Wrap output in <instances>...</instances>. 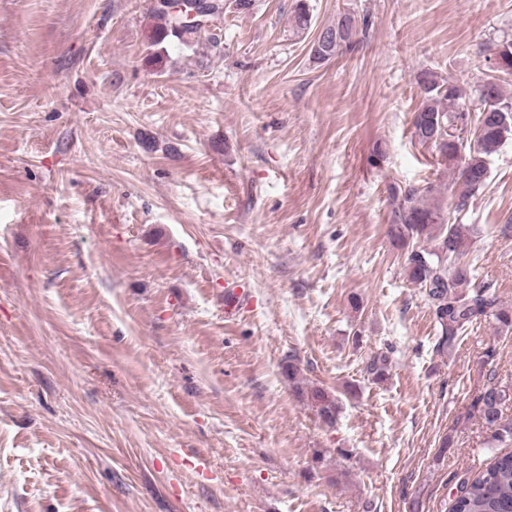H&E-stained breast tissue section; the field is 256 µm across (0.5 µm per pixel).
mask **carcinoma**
Wrapping results in <instances>:
<instances>
[{"label": "carcinoma", "mask_w": 512, "mask_h": 512, "mask_svg": "<svg viewBox=\"0 0 512 512\" xmlns=\"http://www.w3.org/2000/svg\"><path fill=\"white\" fill-rule=\"evenodd\" d=\"M152 45L162 46L188 35L205 33L223 18L219 7L207 15V25H185L183 12L155 8ZM313 19L304 2L297 4L293 24L296 30L311 28ZM352 18L344 16L334 25L322 28L313 43L311 57L324 63L339 54L340 39L349 42L353 35ZM423 100L414 113L413 135L422 145L438 149L448 165L451 205H443L432 185L395 186L391 190L393 237L410 248L406 267L411 284L419 288L434 307L441 337L438 347L453 345L465 327L482 317H493L503 328L512 327V309L498 302L489 287L472 286L470 265L461 261L469 247L473 229L469 224L451 220V213L465 210L482 190L489 177V159L504 142L512 139V98L503 91L501 79L488 78L479 90L486 118L474 144L456 152L453 143L461 140L465 119L470 114L468 92L451 78H442L428 71L421 75ZM428 247L420 246L422 242ZM391 362L385 353L371 357L367 373L377 382L390 375ZM296 392L307 398L319 419L328 426L336 423L340 405L329 391L313 386H295ZM472 407L486 427L492 431L495 448L512 446V388L489 383L475 398ZM460 495L453 501L450 512H512V453L496 456L485 469L465 478Z\"/></svg>", "instance_id": "1"}]
</instances>
